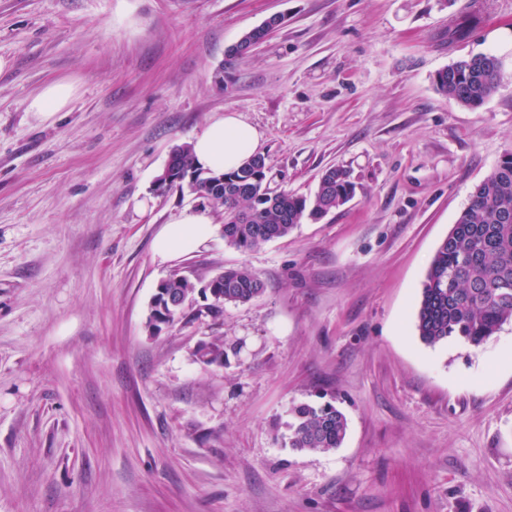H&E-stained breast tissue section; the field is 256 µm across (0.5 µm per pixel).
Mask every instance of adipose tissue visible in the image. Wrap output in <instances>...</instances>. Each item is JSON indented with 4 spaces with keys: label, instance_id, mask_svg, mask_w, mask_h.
Instances as JSON below:
<instances>
[{
    "label": "adipose tissue",
    "instance_id": "ef3b65f1",
    "mask_svg": "<svg viewBox=\"0 0 512 512\" xmlns=\"http://www.w3.org/2000/svg\"><path fill=\"white\" fill-rule=\"evenodd\" d=\"M262 136L241 114L212 116L194 134L191 149L198 168L215 173L240 167L262 147ZM211 218L201 209H186L172 217L158 236L155 256L172 260L202 245L211 230Z\"/></svg>",
    "mask_w": 512,
    "mask_h": 512
}]
</instances>
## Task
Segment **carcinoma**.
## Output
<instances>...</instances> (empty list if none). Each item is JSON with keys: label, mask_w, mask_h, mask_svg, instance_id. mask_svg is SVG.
I'll use <instances>...</instances> for the list:
<instances>
[{"label": "carcinoma", "mask_w": 512, "mask_h": 512, "mask_svg": "<svg viewBox=\"0 0 512 512\" xmlns=\"http://www.w3.org/2000/svg\"><path fill=\"white\" fill-rule=\"evenodd\" d=\"M481 7L448 23V41L466 40L479 23ZM503 81V64L493 53L461 58L435 77L436 88L459 104L476 108ZM176 173L167 191H189L224 213V240L242 252L288 234L306 219L318 220L344 205L355 193L350 170L338 167L307 197L270 188L269 167L243 165L224 172L196 167L191 147L176 148ZM202 280L179 274L168 287L197 293ZM224 295L209 307L221 316L227 303H247L264 292V283L243 265L224 269L213 289ZM512 323V155L504 157L476 186L468 204L437 248L417 305L420 339L435 345L450 338L479 346ZM347 430L344 414L331 404H301L291 411L288 447L326 451L341 446Z\"/></svg>", "instance_id": "cac0c4a2"}]
</instances>
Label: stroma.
<instances>
[{
  "mask_svg": "<svg viewBox=\"0 0 512 512\" xmlns=\"http://www.w3.org/2000/svg\"><path fill=\"white\" fill-rule=\"evenodd\" d=\"M0 0V512H512V325L474 347L415 327L431 260L512 154V0ZM283 24L217 81L227 49ZM494 53L501 88H436ZM73 84L44 119L30 100ZM263 135L271 187L354 198L251 252L224 217L163 263L172 150L211 116ZM247 265L266 285L215 318L147 325L158 283ZM224 340L223 365L198 360ZM330 402L341 447L288 446ZM463 16H456L450 19L448 23V41L461 42L466 40L472 29L479 23L481 17V5ZM503 81V64L493 53L461 58L435 77L436 88L469 108L481 106L495 94Z\"/></svg>",
  "mask_w": 512,
  "mask_h": 512,
  "instance_id": "35a3bbf8",
  "label": "stroma"
}]
</instances>
